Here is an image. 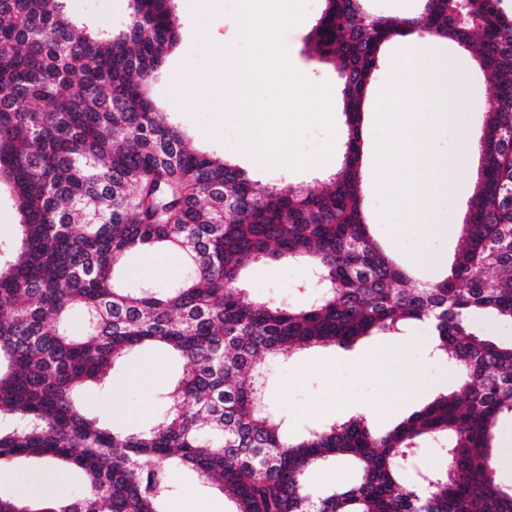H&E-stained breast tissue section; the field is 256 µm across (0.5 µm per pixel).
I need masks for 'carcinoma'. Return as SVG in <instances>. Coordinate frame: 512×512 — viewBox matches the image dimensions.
I'll return each instance as SVG.
<instances>
[{
  "instance_id": "carcinoma-1",
  "label": "carcinoma",
  "mask_w": 512,
  "mask_h": 512,
  "mask_svg": "<svg viewBox=\"0 0 512 512\" xmlns=\"http://www.w3.org/2000/svg\"><path fill=\"white\" fill-rule=\"evenodd\" d=\"M310 31L340 79L346 126L328 185L277 186L195 150L155 111L149 89L178 42L174 0H133L114 33L67 0H0V181L20 214L0 241V469L33 456L77 469L85 494L0 512H165L183 466L227 494L231 512H512L497 481L496 427L512 416V341L475 315L512 321V11L503 0H422L412 18L373 16L365 0H326ZM429 35L476 52L496 102L485 113L479 177L448 275L415 283L370 235L362 121L385 42ZM144 251L179 254L169 281L122 278ZM304 265L318 291L300 308L247 301L261 261ZM82 332L64 322L74 311ZM430 321L432 351L460 389L385 431L335 422L298 442L262 395L261 365L312 345L348 347ZM158 344L182 365L143 430L115 431L79 401L131 351ZM441 442L444 467L406 479ZM349 462L351 486L312 484Z\"/></svg>"
}]
</instances>
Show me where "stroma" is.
<instances>
[{
  "instance_id": "obj_1",
  "label": "stroma",
  "mask_w": 512,
  "mask_h": 512,
  "mask_svg": "<svg viewBox=\"0 0 512 512\" xmlns=\"http://www.w3.org/2000/svg\"><path fill=\"white\" fill-rule=\"evenodd\" d=\"M194 2L175 0L180 41L156 80L154 95L161 111L184 130L194 148L245 168L249 162L238 154L241 130L224 119L231 104L224 99V58L216 48L221 42L234 52L242 51L244 44L235 37L238 4L236 0H214L209 24L203 28ZM68 5L75 16L116 31L125 27L130 13L129 0H68ZM324 7L325 0H307L305 17L289 28L285 46L293 67L307 80L329 84L331 95L336 97L340 83L335 69L318 61L305 45ZM400 45L397 39L387 43L372 79L362 126L364 155L368 158L382 134L377 125L378 93L397 77L391 59ZM463 59L470 95L467 100L450 102L449 108L457 116L458 127L472 140L479 134L484 113L494 105V87L471 54H464ZM332 116L335 138L325 165L302 170L274 165L253 170V177L277 185H307L325 179L336 168L346 136L341 109H334ZM478 166L479 159L474 156L466 167L449 172L448 195L439 202L448 233L440 239L433 238L429 225L406 223L404 213L383 201L372 188H365L375 237L390 254L411 266L417 280L436 281L447 275L459 246L458 226L474 195ZM304 279L300 265L262 261L249 268L241 286L245 299L299 307L308 300L307 293L298 289ZM147 363L162 371L166 383L181 376L178 360L163 350L148 348L133 353L112 371L108 388L85 387L83 404L114 429L151 424L159 415L160 405L158 400H147L146 389L137 378ZM457 388L454 367L446 358L431 354L429 338L414 325L396 338L370 336L347 348H308L294 352L288 360L269 362L264 369L263 393L284 435L296 442L311 431L361 416L371 428H390L437 396ZM15 467V475L0 474V492L18 493L16 480L20 477L60 498H78L85 492L84 477L78 470L62 473L55 483L40 459H22ZM170 479L176 492L165 505L167 512H230L231 501L201 482L194 472L175 466Z\"/></svg>"
}]
</instances>
